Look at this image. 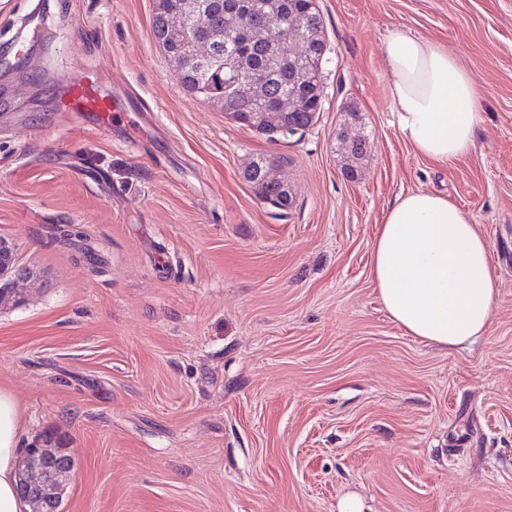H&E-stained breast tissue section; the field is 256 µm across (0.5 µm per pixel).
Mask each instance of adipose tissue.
<instances>
[{
    "label": "adipose tissue",
    "mask_w": 512,
    "mask_h": 512,
    "mask_svg": "<svg viewBox=\"0 0 512 512\" xmlns=\"http://www.w3.org/2000/svg\"><path fill=\"white\" fill-rule=\"evenodd\" d=\"M402 135L446 163L470 153L480 90L447 49L392 28L382 47ZM371 277L390 319L406 334L443 348L486 336L495 280L486 239L466 212L436 192L396 198L374 239ZM20 411L0 390V512H29L16 492Z\"/></svg>",
    "instance_id": "obj_1"
}]
</instances>
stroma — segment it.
<instances>
[{"label": "stroma", "mask_w": 512, "mask_h": 512, "mask_svg": "<svg viewBox=\"0 0 512 512\" xmlns=\"http://www.w3.org/2000/svg\"><path fill=\"white\" fill-rule=\"evenodd\" d=\"M318 4L324 108L273 142L181 89L153 0H0V238L40 281L0 307V389L20 448L73 451L64 512H512V0ZM392 27L482 91L451 164L399 129ZM95 71L137 142L58 111ZM342 130L369 144L352 177ZM260 155L291 209L244 179ZM417 191L489 244L494 318L463 348L406 335L371 278L386 209Z\"/></svg>", "instance_id": "obj_1"}]
</instances>
